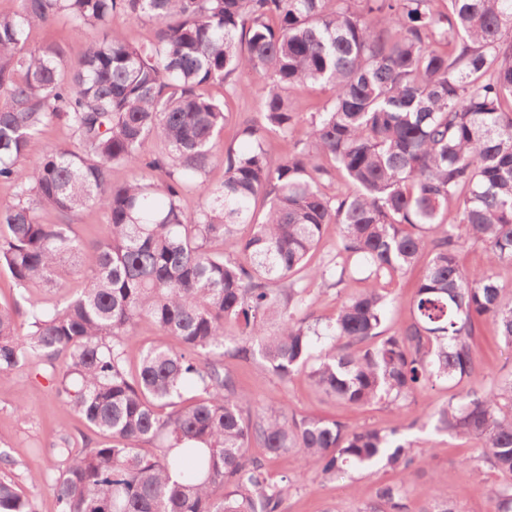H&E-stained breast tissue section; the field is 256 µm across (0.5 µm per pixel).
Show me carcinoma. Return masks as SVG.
<instances>
[{
    "instance_id": "1",
    "label": "carcinoma",
    "mask_w": 512,
    "mask_h": 512,
    "mask_svg": "<svg viewBox=\"0 0 512 512\" xmlns=\"http://www.w3.org/2000/svg\"><path fill=\"white\" fill-rule=\"evenodd\" d=\"M437 2L18 0L0 12V182L15 189L0 205V268L19 288H61L80 261L72 218L96 208L107 224L78 296L31 307L24 333L0 306V382L41 362L102 437L75 454L60 436L59 466L31 478L61 512H283L306 474L275 479L268 461L290 455L319 479L400 474L357 512H408L416 497L418 512H457L414 483L424 459L398 429L260 405L223 361L302 371L328 398L382 403L414 425L416 395L475 376L479 324L512 347V296L497 276L512 266V0ZM117 17L153 21V39L128 42ZM61 21L103 37L76 60L56 42L29 45L32 28ZM243 73L265 77L267 92L241 130L247 147L219 155ZM216 83L222 101L206 93ZM313 86L328 98L300 134L295 94ZM57 120L72 144L25 165ZM267 133L293 150L272 156ZM217 163L224 182L212 185ZM115 166L140 176L115 185ZM190 192L201 198L192 213ZM38 209L64 222L43 224ZM329 224L335 254L313 266ZM467 245L485 249L486 267H460ZM421 262L410 317L391 333L377 282ZM357 270L371 285L333 318L303 314L308 283L338 286ZM142 320L174 344L151 346L132 372L126 348ZM433 416L505 477L487 496L492 512H512V378L452 395ZM254 445L265 456L249 455ZM0 512H36L5 471Z\"/></svg>"
}]
</instances>
